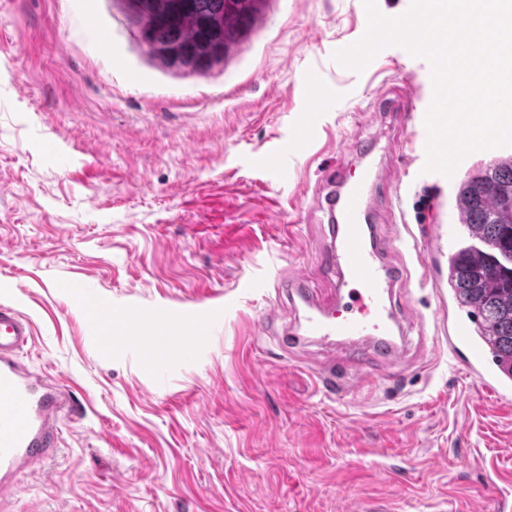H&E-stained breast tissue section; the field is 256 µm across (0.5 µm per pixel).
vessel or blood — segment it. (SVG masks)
<instances>
[{
    "label": "vessel or blood",
    "instance_id": "b4317fda",
    "mask_svg": "<svg viewBox=\"0 0 512 512\" xmlns=\"http://www.w3.org/2000/svg\"><path fill=\"white\" fill-rule=\"evenodd\" d=\"M351 149L368 164L352 180L336 174L328 177L324 200L332 243L318 258L321 266L338 270L350 284L348 302L317 306L299 275L274 283L277 291L287 292L289 300L299 301L307 309L303 334L290 337V344H299L304 338L326 345L351 344L348 359L341 366L325 368L321 376L332 387L368 383L369 356L397 360L408 344L405 327L410 312L393 304L405 271L387 263L395 241L380 235L373 223L375 195L386 190L398 192L399 185L371 163L375 143H355ZM90 308L98 342L106 344L104 326L111 318L110 308L96 298L91 299ZM220 311L217 302L201 308L160 306L148 312L134 306L128 310L130 335L138 338L149 330L160 338L169 323L176 321L183 342L192 347L205 338ZM32 334L26 316L0 303V493L10 487L18 472L37 468L54 453L60 436L58 421L71 405L67 388L19 361L17 353Z\"/></svg>",
    "mask_w": 512,
    "mask_h": 512
}]
</instances>
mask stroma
Masks as SVG:
<instances>
[{
	"label": "stroma",
	"mask_w": 512,
	"mask_h": 512,
	"mask_svg": "<svg viewBox=\"0 0 512 512\" xmlns=\"http://www.w3.org/2000/svg\"><path fill=\"white\" fill-rule=\"evenodd\" d=\"M362 0H263L260 20L206 70L170 69L143 45L124 0H0V302L29 318L22 358L75 401L53 455L19 474L0 512H512V394L469 376L436 340L437 291L413 248L457 224L475 167L424 172L428 61L399 46L363 71L334 61L366 22ZM323 87L318 105L307 77ZM418 98L406 127L379 99ZM308 134L277 173L270 149ZM375 139L401 204L376 203L387 262L406 268L417 316L404 359L330 398L317 342L289 346L302 307L269 283L304 274L318 303L342 291L317 255L330 226L327 169L356 177L352 142ZM219 295L220 319L184 349L124 335V310ZM96 297L118 313L111 348L90 327ZM165 369L156 378L148 360Z\"/></svg>",
	"instance_id": "35a3bbf8"
}]
</instances>
